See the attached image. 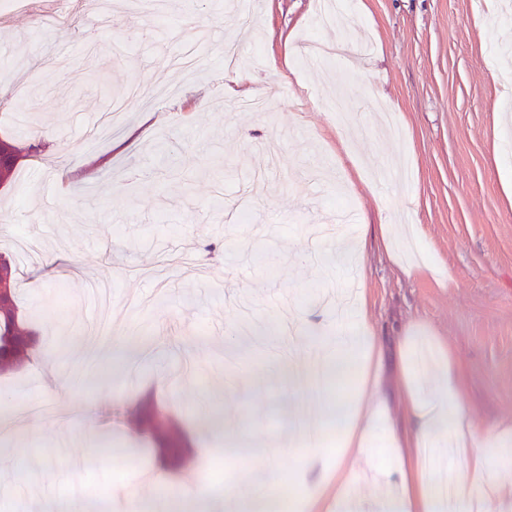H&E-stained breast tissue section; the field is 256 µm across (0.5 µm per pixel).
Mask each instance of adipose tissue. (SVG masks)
<instances>
[{
    "instance_id": "obj_1",
    "label": "adipose tissue",
    "mask_w": 512,
    "mask_h": 512,
    "mask_svg": "<svg viewBox=\"0 0 512 512\" xmlns=\"http://www.w3.org/2000/svg\"><path fill=\"white\" fill-rule=\"evenodd\" d=\"M361 361L359 388L351 402L337 401L322 419L304 423L293 418L294 435L280 437L277 452L318 449V435L332 418L346 416L339 432L336 464L328 470L319 495L307 501V512H512V485L497 481L512 469V425L479 431L462 406L464 385L452 350L444 343L417 354L411 336H403L397 354L403 418L390 412L379 339L364 323L360 309L336 317L316 352L300 361L311 383H320L318 368L351 355ZM400 480L389 498L366 500L358 492L361 476L378 463ZM469 479H457L455 469ZM283 478L267 470L246 488L231 485L209 495V512H252L255 503L275 494Z\"/></svg>"
}]
</instances>
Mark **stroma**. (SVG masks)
I'll return each mask as SVG.
<instances>
[{"label":"stroma","mask_w":512,"mask_h":512,"mask_svg":"<svg viewBox=\"0 0 512 512\" xmlns=\"http://www.w3.org/2000/svg\"><path fill=\"white\" fill-rule=\"evenodd\" d=\"M100 2L59 25L56 0L0 10V139L22 151L0 254L70 376L35 386L40 355L0 375V402L58 412L11 439L0 512L120 486L140 512H204L181 484L217 493L270 465L317 489L304 452H272L286 403L315 420L317 398L255 387V361L281 359L248 324L311 335L350 288L385 350L413 327L455 351L477 427L512 422V0H341L342 25L324 0ZM194 43L199 69L170 65ZM184 252L204 277L157 278ZM231 359L252 386L234 402ZM146 391L196 441L162 487L151 445L94 426ZM206 412L222 432L201 435Z\"/></svg>","instance_id":"obj_1"}]
</instances>
